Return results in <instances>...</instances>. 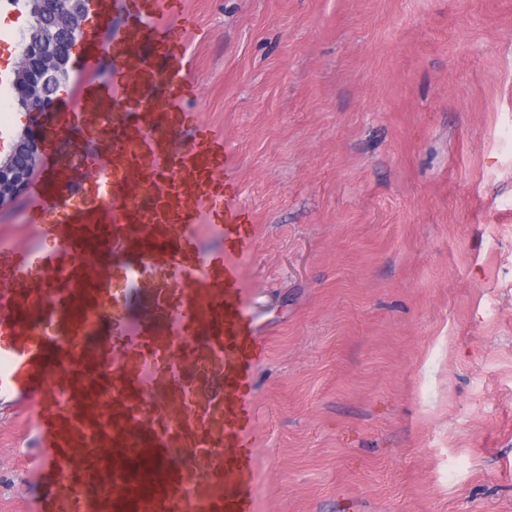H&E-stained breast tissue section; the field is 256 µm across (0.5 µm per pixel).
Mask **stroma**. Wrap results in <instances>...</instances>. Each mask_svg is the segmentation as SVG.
<instances>
[{"instance_id": "stroma-1", "label": "stroma", "mask_w": 512, "mask_h": 512, "mask_svg": "<svg viewBox=\"0 0 512 512\" xmlns=\"http://www.w3.org/2000/svg\"><path fill=\"white\" fill-rule=\"evenodd\" d=\"M186 2L256 227L258 512H512V0ZM37 438L0 410V512Z\"/></svg>"}]
</instances>
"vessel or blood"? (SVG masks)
I'll return each instance as SVG.
<instances>
[{
  "mask_svg": "<svg viewBox=\"0 0 512 512\" xmlns=\"http://www.w3.org/2000/svg\"><path fill=\"white\" fill-rule=\"evenodd\" d=\"M89 12L83 105L64 103L56 131L111 149L68 164L48 138L24 210L40 243L0 236V405L37 413L54 481L42 512H256L266 346L240 266L255 231L223 134L187 107L196 17L185 0H91ZM107 56L112 78L96 80ZM205 230L218 249L203 251Z\"/></svg>",
  "mask_w": 512,
  "mask_h": 512,
  "instance_id": "1",
  "label": "vessel or blood"
}]
</instances>
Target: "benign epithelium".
Instances as JSON below:
<instances>
[{"instance_id":"7a95c632","label":"benign epithelium","mask_w":512,"mask_h":512,"mask_svg":"<svg viewBox=\"0 0 512 512\" xmlns=\"http://www.w3.org/2000/svg\"><path fill=\"white\" fill-rule=\"evenodd\" d=\"M86 0H56L54 26L25 41L14 63L11 84L32 112H51L56 99L44 94L49 79L69 77L70 55L64 36L83 27ZM41 136L31 128L23 131L8 155L0 159V206L12 202L28 184L36 167Z\"/></svg>"}]
</instances>
